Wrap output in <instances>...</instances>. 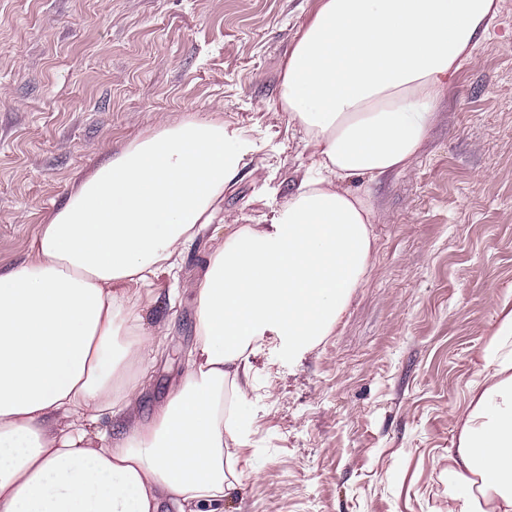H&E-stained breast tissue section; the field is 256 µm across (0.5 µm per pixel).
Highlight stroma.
Instances as JSON below:
<instances>
[{
	"mask_svg": "<svg viewBox=\"0 0 512 512\" xmlns=\"http://www.w3.org/2000/svg\"><path fill=\"white\" fill-rule=\"evenodd\" d=\"M318 0H0V269L99 162L160 121L219 117L255 142L185 250L151 399L182 377L193 286L227 224H267L313 163L278 101ZM377 213L373 265L329 336L268 337L251 419L229 452L261 459L224 512H446L453 415L512 304V0L442 92L419 156L356 182Z\"/></svg>",
	"mask_w": 512,
	"mask_h": 512,
	"instance_id": "1",
	"label": "stroma"
}]
</instances>
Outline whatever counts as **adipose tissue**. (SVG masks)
I'll return each mask as SVG.
<instances>
[{"label": "adipose tissue", "mask_w": 512, "mask_h": 512, "mask_svg": "<svg viewBox=\"0 0 512 512\" xmlns=\"http://www.w3.org/2000/svg\"><path fill=\"white\" fill-rule=\"evenodd\" d=\"M499 0H320L279 87L314 151L271 223L235 224L195 284L197 344L182 383L142 415L136 370L199 226L250 143L223 120L160 122L83 178L26 261L0 271V512H224V463L249 415L254 360L277 336L330 334L371 263L376 218L350 189L408 169L447 80L471 60ZM455 418L448 512H512V310L479 356Z\"/></svg>", "instance_id": "adipose-tissue-1"}]
</instances>
